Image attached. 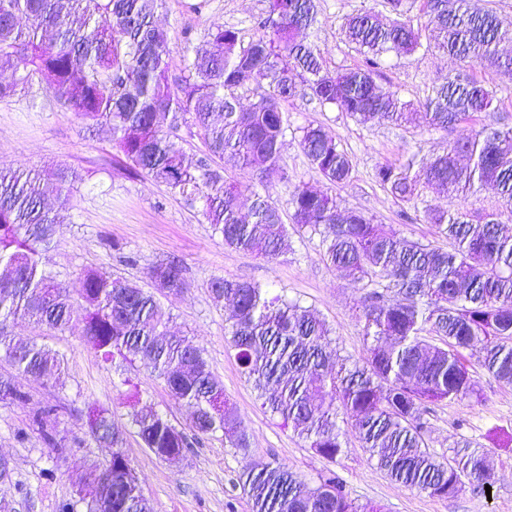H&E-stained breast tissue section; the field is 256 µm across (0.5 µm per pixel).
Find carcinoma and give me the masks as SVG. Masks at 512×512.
<instances>
[{
  "label": "carcinoma",
  "instance_id": "obj_1",
  "mask_svg": "<svg viewBox=\"0 0 512 512\" xmlns=\"http://www.w3.org/2000/svg\"><path fill=\"white\" fill-rule=\"evenodd\" d=\"M165 0H0V99L34 83L85 125L106 126L129 172L145 175L197 210L224 245L257 251L275 260L290 249L288 229L269 185L285 178L281 145L288 130L285 104L303 94L332 105L360 123L403 126L414 121L435 131L489 112L495 92L468 74L432 88L425 102H401L376 84L383 55L435 47L461 61L489 63L512 72V42L490 9L469 0H424L425 27L404 17L403 0H385L396 14L382 25L365 11L347 19L345 33L362 55L354 68L330 73L319 50L297 40L317 22L316 0H268L254 22L258 35L246 43L232 27L215 25L193 49L180 81H169L164 61L168 36L156 22ZM28 27H18L20 18ZM254 102L240 106L239 91ZM199 129L205 151L185 164L183 123ZM299 144L310 164L333 185L351 178L352 163L340 142L320 125L300 128ZM414 161L376 170V182L398 201H414ZM249 170L254 185L249 211L238 204L241 185L227 169ZM427 183L450 195H474L485 185L500 209L447 213L431 207L426 220L454 242L451 251L401 236L363 213L341 208L326 194L296 187L288 199L292 221L319 234L324 260L367 290L362 317L370 339L363 364L329 369L337 355L325 321L313 310L258 284L215 276L212 300L234 308L230 348L246 380L282 425L331 462L344 452L351 425L360 447L387 476L432 496L449 497L467 479L492 485L487 456L462 445L441 462L425 446L429 406L475 394L464 352L512 385V236L501 217L512 215V126L484 125L470 141L449 146L425 169ZM77 176L59 170L0 169V357L15 370L45 382L58 381L64 359L35 340H17L8 321L24 319L63 331L81 321L83 336L100 357L139 360L163 380L192 413L199 435L218 431L235 448L248 447L234 406L210 369L204 350L170 332L157 295L187 288L179 263L153 265L148 287L97 268L83 270L71 291L48 270L56 227L69 220ZM440 337L429 342L423 333ZM27 402L9 377L0 376V402ZM144 445L159 458L180 456L187 436L165 416L148 409L131 414ZM93 438L112 448L109 463L79 483L82 512H151L124 452V432L106 409L89 412ZM29 428L49 446L59 437L57 408H32ZM239 480L251 512H366L350 499L335 472L311 487L296 474L271 465L244 468ZM75 503V504H77ZM66 503L62 512H76Z\"/></svg>",
  "mask_w": 512,
  "mask_h": 512
}]
</instances>
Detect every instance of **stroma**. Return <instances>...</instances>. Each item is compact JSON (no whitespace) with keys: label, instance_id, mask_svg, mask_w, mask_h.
Wrapping results in <instances>:
<instances>
[{"label":"stroma","instance_id":"stroma-1","mask_svg":"<svg viewBox=\"0 0 512 512\" xmlns=\"http://www.w3.org/2000/svg\"><path fill=\"white\" fill-rule=\"evenodd\" d=\"M191 2L167 0L159 14L168 33L166 61L174 79L183 74L187 49L203 43L211 24L238 29L248 40L256 34L255 19L268 6L267 0H207L203 13L197 15L189 9ZM318 5L315 28L301 32L300 37L317 46L324 68L331 72L355 67L361 60L345 36L348 16L371 10L380 21L390 19L382 0H318ZM463 70L496 89L494 109L446 131L415 124H361L309 98L296 99L288 108L289 128L281 151L287 177L269 189L282 215L290 216L288 196L303 184L334 197L340 207L362 211L374 223L392 225L402 237L451 249L448 238L426 222L425 208L491 210L498 206L494 189L448 196L423 185L415 206L406 209L375 183L374 172L380 165H401L410 158L419 165L429 162L450 144L471 139L484 125L512 126V75L487 63H463L442 51L419 50L386 54L377 78L383 92L416 104L433 86ZM310 123L323 126L348 152L349 182L329 185L303 154L298 129ZM3 167L79 174L70 221L58 228L50 251L52 271L69 287H77L79 272L89 267L143 284L152 265L179 261L188 287L162 298V310L176 331L204 349L210 370L223 383L249 440L242 449L230 447L219 432L194 437L189 410L171 396L163 381L136 360L103 362L84 344L81 322L62 332H49L17 320L9 325L12 336L50 345L63 355L65 371L59 381L44 384L14 374L11 364L0 358V373L14 374L18 387L32 398L28 405L0 403V454L12 466L10 479L0 482V500L10 503L14 512H59L63 503L76 501L81 476L110 459V449L99 445L89 432L86 413L92 407L108 409L115 425L124 430L125 453L152 512H250L238 475L245 465L267 463L282 466L311 484L321 473L335 471L350 498L374 512H512V386L481 370L476 357L467 359L475 373L476 395L432 405L426 416L425 442L442 461L451 457L459 441L489 456L495 479L488 489L467 482L455 495L441 498L393 483L351 435L344 438L343 454L336 462H328L262 408L228 348L233 309L212 301L208 283L216 275L248 280L313 309L329 326L340 358L363 361L369 346L360 317L366 292L326 264L319 235L290 228V250L272 262L254 251L225 247L209 225L201 223L196 210L149 178L129 173L112 148L109 131L81 123L41 85L0 102ZM404 210L409 220L401 219ZM130 255L136 257V264H125ZM135 393L141 406L167 414L178 429L191 435V446L180 460L158 458L131 428L129 398ZM35 402L57 407L67 447H48L29 430L28 415Z\"/></svg>","mask_w":512,"mask_h":512}]
</instances>
